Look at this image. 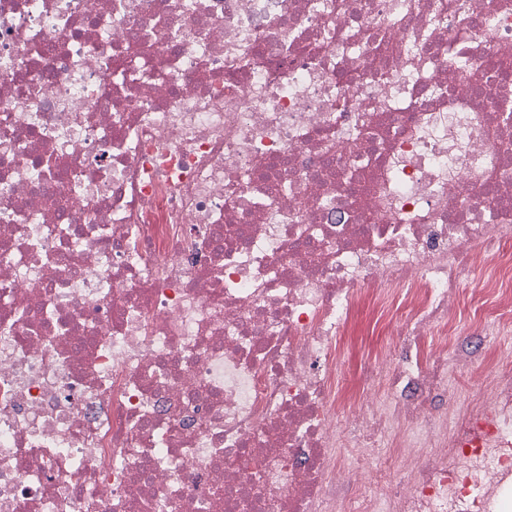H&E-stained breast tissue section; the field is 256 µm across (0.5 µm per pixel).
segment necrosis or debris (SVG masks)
<instances>
[{"label":"necrosis or debris","instance_id":"obj_1","mask_svg":"<svg viewBox=\"0 0 512 512\" xmlns=\"http://www.w3.org/2000/svg\"><path fill=\"white\" fill-rule=\"evenodd\" d=\"M505 46L512 0H0V512L511 500L512 353L448 348L467 279L512 337ZM394 338V329L377 325L371 304L361 300L349 319L342 340L344 384L357 386L368 364L392 347Z\"/></svg>","mask_w":512,"mask_h":512}]
</instances>
